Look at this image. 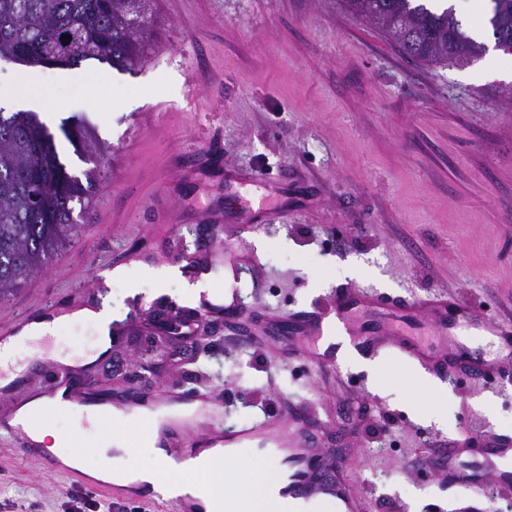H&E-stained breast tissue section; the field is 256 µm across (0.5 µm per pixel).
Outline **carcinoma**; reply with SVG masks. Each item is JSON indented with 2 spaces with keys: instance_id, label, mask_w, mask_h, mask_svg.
<instances>
[{
  "instance_id": "obj_1",
  "label": "carcinoma",
  "mask_w": 512,
  "mask_h": 512,
  "mask_svg": "<svg viewBox=\"0 0 512 512\" xmlns=\"http://www.w3.org/2000/svg\"><path fill=\"white\" fill-rule=\"evenodd\" d=\"M488 2L494 48L512 51V0ZM342 3L416 61L463 66L488 52L450 7L433 11L419 0ZM152 25L151 0H0V61L66 66L97 60L132 69L146 57ZM63 133L89 165L80 177L60 161L37 113L0 106V296L32 285L66 250L78 232L77 217L94 204L109 146L86 127Z\"/></svg>"
}]
</instances>
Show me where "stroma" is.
Listing matches in <instances>:
<instances>
[{
  "label": "stroma",
  "mask_w": 512,
  "mask_h": 512,
  "mask_svg": "<svg viewBox=\"0 0 512 512\" xmlns=\"http://www.w3.org/2000/svg\"><path fill=\"white\" fill-rule=\"evenodd\" d=\"M152 9L153 46L134 69L0 62V86H25L46 109L67 99L47 126L72 173L86 165L65 127L84 124L110 146L78 235L31 287L0 298V323L72 304L102 271L125 268L139 292L116 282L100 296L124 325L102 390H208L228 424L300 409L305 439L340 457L364 512H463L472 499L448 487V443L469 428L512 436V359L498 363L508 382L497 392L390 351L332 371L290 357L265 323L350 285L512 315V54L424 66L338 0ZM193 245L215 254L217 288L235 250L250 333L216 322L196 354L147 373L157 313L188 301L181 281L160 287L154 273ZM442 408L444 425L428 417ZM75 494L86 512L111 500L0 445L9 512H68Z\"/></svg>",
  "instance_id": "obj_1"
}]
</instances>
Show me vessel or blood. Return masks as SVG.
Masks as SVG:
<instances>
[{"mask_svg": "<svg viewBox=\"0 0 512 512\" xmlns=\"http://www.w3.org/2000/svg\"><path fill=\"white\" fill-rule=\"evenodd\" d=\"M238 279L237 268H230L222 298H214L205 290L194 305L171 307V314L190 320L201 316H238L244 304L237 287ZM361 311L387 320L394 328L398 352L426 370L439 367L442 360L413 337V329L424 325L432 326L444 339L448 336L449 326L479 323L495 339L501 352L512 356V321L478 318L474 309L441 293L419 300H405L353 287L338 289L329 307L290 315L289 337L310 334L318 339L317 344L307 350L292 346L291 355L306 357L326 368L337 367L348 355H377L383 346L377 343L374 329L359 322L357 314ZM62 312V307L54 304L44 307L40 315L29 314L1 326L0 357L32 324ZM111 353V348L107 347L92 360L83 358L72 363H54L49 382L39 394L41 402L35 406L12 398L14 390L24 380L23 372L9 375L0 369V444L50 470L55 466V459L46 448L36 445L35 438L38 426L56 405L77 407L82 415L81 427L85 430L99 427L116 415L140 414L148 429L156 433L155 447L165 449L168 457L194 459L206 450L221 448L229 452L259 441L270 448L275 464L288 468L282 496L298 503L318 498L335 503L338 512H362L359 498L342 478H323L322 470L330 466L331 461L320 449L295 446V433L305 429L302 413L282 415L264 411L248 423L228 425L224 422L223 407L218 406L207 391L192 396L176 390L136 395L105 394L98 388L97 372ZM488 471L497 472L501 484L512 483L511 437L491 436L478 454L466 461L456 460L448 468V484L482 493L486 490L483 477ZM148 501L162 508L163 512H201L202 509L195 499L167 496L161 484L151 486Z\"/></svg>", "mask_w": 512, "mask_h": 512, "instance_id": "obj_1", "label": "vessel or blood"}]
</instances>
